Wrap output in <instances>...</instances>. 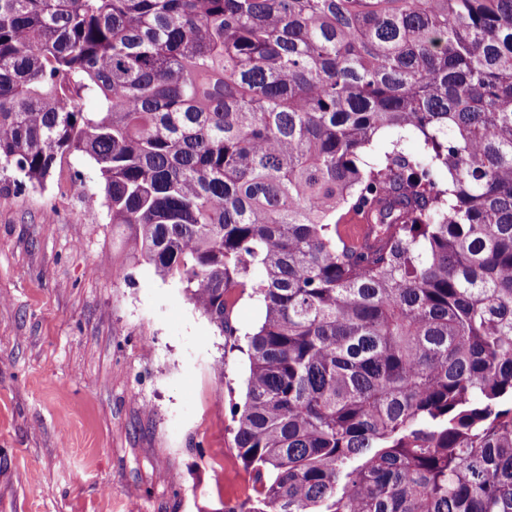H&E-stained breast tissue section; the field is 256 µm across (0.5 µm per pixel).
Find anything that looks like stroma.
<instances>
[{"label": "stroma", "instance_id": "stroma-1", "mask_svg": "<svg viewBox=\"0 0 512 512\" xmlns=\"http://www.w3.org/2000/svg\"><path fill=\"white\" fill-rule=\"evenodd\" d=\"M4 176L0 512H224L244 500L230 408L244 400L246 355L131 257L92 160L63 156L40 186Z\"/></svg>", "mask_w": 512, "mask_h": 512}]
</instances>
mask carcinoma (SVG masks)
Returning <instances> with one entry per match:
<instances>
[{
  "instance_id": "obj_1",
  "label": "carcinoma",
  "mask_w": 512,
  "mask_h": 512,
  "mask_svg": "<svg viewBox=\"0 0 512 512\" xmlns=\"http://www.w3.org/2000/svg\"><path fill=\"white\" fill-rule=\"evenodd\" d=\"M64 155L231 347L265 309L225 512H512V0H0V171ZM264 308L255 299L245 294L237 302L233 313L232 323L237 328L239 335L254 331L262 322Z\"/></svg>"
}]
</instances>
